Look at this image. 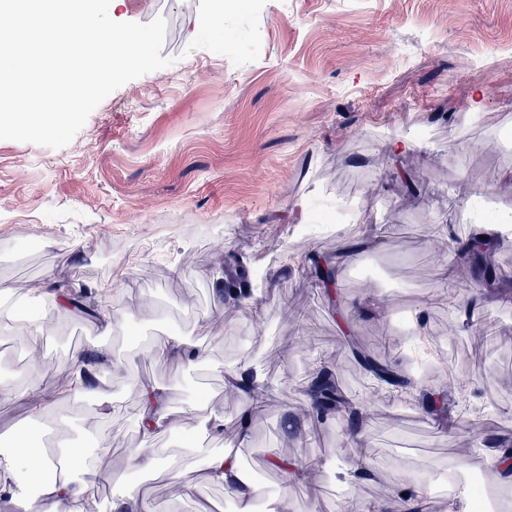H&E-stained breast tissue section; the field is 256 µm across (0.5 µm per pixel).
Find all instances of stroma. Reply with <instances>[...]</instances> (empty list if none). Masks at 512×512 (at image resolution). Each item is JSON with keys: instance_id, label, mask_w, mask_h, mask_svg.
<instances>
[{"instance_id": "35a3bbf8", "label": "stroma", "mask_w": 512, "mask_h": 512, "mask_svg": "<svg viewBox=\"0 0 512 512\" xmlns=\"http://www.w3.org/2000/svg\"><path fill=\"white\" fill-rule=\"evenodd\" d=\"M129 3L128 21L165 18L161 54L171 66L111 93L63 148L0 140V291L23 293L26 308L43 305L42 353L56 371L85 347L112 378L111 427L97 403L71 394L59 417L77 447L112 433V455L99 463L112 479L85 512H114L132 484L153 512H198L204 497L232 512L223 486L200 481L206 457L227 446L258 475L264 512L285 484L267 465L270 448L318 477L293 486L288 512L376 506L411 488L406 468L433 485L428 512H461L440 485L482 474L486 451L512 435V387L494 380L512 374V245L497 254L501 283L475 310L478 331L463 329L453 305L426 301L444 280L437 242L452 261L471 232L472 185L512 175V0H267L260 57L242 66L189 50L200 0ZM397 135L415 146L395 159L385 143ZM299 199L309 214L350 224L348 235L301 223ZM351 236L366 245L330 292L313 263L333 259ZM219 253L261 274L250 302L220 300ZM86 281L111 291L119 324L105 345L92 319L45 294L73 296ZM420 307L465 383L439 415L373 402L352 355L358 346L403 367L393 345H414L403 322ZM170 336L204 344L206 364L180 368L141 353L139 341ZM243 357L261 365L266 391L246 429L242 399L224 397V368ZM324 366L365 414L358 449L343 418L308 410L306 389ZM143 384L168 394L170 423L154 445L187 468L182 480L128 469L127 451L141 442ZM202 389L224 413L223 440L177 433ZM33 427L28 402L0 390V442ZM338 460L379 476L338 489Z\"/></svg>"}]
</instances>
